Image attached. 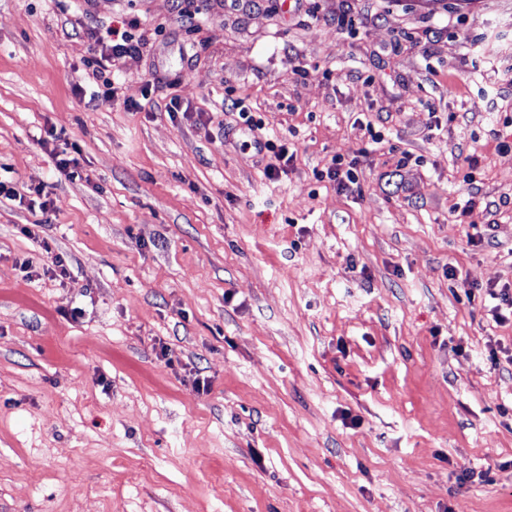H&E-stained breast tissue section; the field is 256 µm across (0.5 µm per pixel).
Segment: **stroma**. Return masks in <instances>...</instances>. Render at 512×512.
Returning <instances> with one entry per match:
<instances>
[{
  "mask_svg": "<svg viewBox=\"0 0 512 512\" xmlns=\"http://www.w3.org/2000/svg\"><path fill=\"white\" fill-rule=\"evenodd\" d=\"M186 7L0 0V512H512V0ZM107 33L112 36L113 54H131L140 51L141 41L130 31L124 30L120 33L118 30L112 29ZM102 60L103 55L100 54V57L98 55L93 56L88 63L90 67H94V73L96 75L98 73L99 77L102 78V84L105 87L102 92L97 93L96 102L109 103L115 99L116 88L114 87V82L112 83V80L109 77H105V72H103L105 71V66ZM355 164V162L344 163L341 159L334 158L327 174L331 179L336 180L341 190H353L352 185L357 184ZM512 287L506 284L502 288H486V295L492 302L489 311L497 324L512 321Z\"/></svg>",
  "mask_w": 512,
  "mask_h": 512,
  "instance_id": "stroma-1",
  "label": "stroma"
}]
</instances>
